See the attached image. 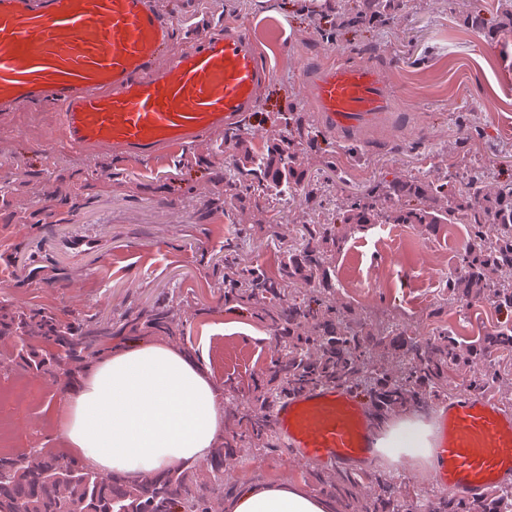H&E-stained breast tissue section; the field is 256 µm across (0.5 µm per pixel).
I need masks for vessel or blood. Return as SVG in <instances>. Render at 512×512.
<instances>
[{
  "instance_id": "obj_1",
  "label": "vessel or blood",
  "mask_w": 512,
  "mask_h": 512,
  "mask_svg": "<svg viewBox=\"0 0 512 512\" xmlns=\"http://www.w3.org/2000/svg\"><path fill=\"white\" fill-rule=\"evenodd\" d=\"M164 0H0V120L43 102L75 148L130 160L165 146L199 145L251 112L271 78L241 29L197 38L173 57ZM301 99L343 133L394 109L385 69L327 62L306 69ZM440 425L433 482L467 500L512 484V410L465 392L433 406ZM289 454L325 470L374 459L370 408L355 391L319 386L271 409Z\"/></svg>"
}]
</instances>
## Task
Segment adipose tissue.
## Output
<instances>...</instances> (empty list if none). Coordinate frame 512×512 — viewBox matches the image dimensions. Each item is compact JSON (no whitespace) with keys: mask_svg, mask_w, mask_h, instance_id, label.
I'll return each instance as SVG.
<instances>
[{"mask_svg":"<svg viewBox=\"0 0 512 512\" xmlns=\"http://www.w3.org/2000/svg\"><path fill=\"white\" fill-rule=\"evenodd\" d=\"M224 397L210 370L163 342H129L87 368L67 401L51 410L73 457L94 470L136 478L206 459L224 433ZM411 435L433 465L432 423L405 411L374 434L378 456L401 463ZM230 512H328L325 500L291 482L243 489Z\"/></svg>","mask_w":512,"mask_h":512,"instance_id":"1","label":"adipose tissue"}]
</instances>
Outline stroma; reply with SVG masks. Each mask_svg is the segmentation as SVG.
Segmentation results:
<instances>
[{
	"label": "stroma",
	"instance_id": "1",
	"mask_svg": "<svg viewBox=\"0 0 512 512\" xmlns=\"http://www.w3.org/2000/svg\"><path fill=\"white\" fill-rule=\"evenodd\" d=\"M174 35L170 53L203 34L240 28L257 45L271 79L252 112L242 118L255 144L278 113L303 112L315 138L313 170L335 163L344 189L332 193L334 210L348 195L400 176L440 179L483 171L487 181L512 178V37L500 29L512 0H403L391 18L335 29L312 9V0H169ZM327 60L371 62L390 74L405 119L349 138L317 118L300 100L304 65ZM58 120L50 105H34L0 121V177L29 169L51 176L78 166L97 173L109 190L68 215L51 233L32 236L17 224H0V298L25 306L56 308L69 317L118 319L128 308L150 304L160 293L187 298L181 319L190 357L208 367L225 398L247 394L267 368L275 346L270 328L236 305L225 303L205 260L235 237L245 216L210 211L204 200L171 194V184L202 186L210 172L182 163L183 146L132 161L112 151L95 167L90 152L50 140ZM272 232L243 240L253 264L276 271L281 239L296 225L312 224L314 210L282 200L272 204ZM25 242L41 263L55 262L70 275L65 287L20 286L13 246ZM468 246L467 227L450 224L427 234L403 224H374L352 235L336 257L339 297L360 306L357 289L369 290L374 307L413 310L414 330L429 337L451 330L473 343L506 321L492 305L446 302L443 288L459 271ZM384 276V288L374 286ZM68 371L54 377L20 376L0 366V436L8 450L60 447L45 420V403L64 400ZM231 474L237 488L293 482L311 488L310 466L284 448L256 450L239 458Z\"/></svg>",
	"mask_w": 512,
	"mask_h": 512
}]
</instances>
